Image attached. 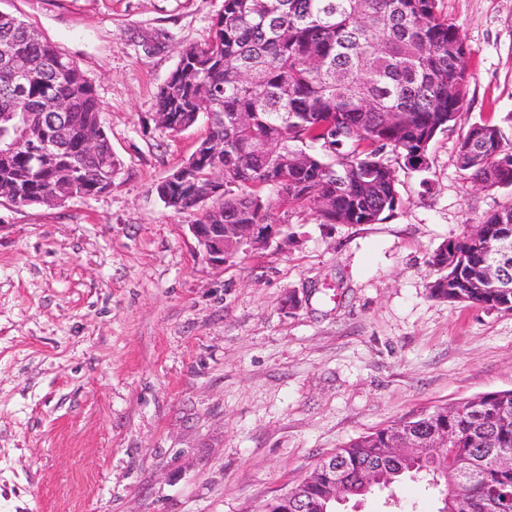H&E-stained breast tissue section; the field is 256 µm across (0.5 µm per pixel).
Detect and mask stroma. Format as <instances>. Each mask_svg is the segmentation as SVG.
<instances>
[{
  "label": "stroma",
  "instance_id": "stroma-1",
  "mask_svg": "<svg viewBox=\"0 0 512 512\" xmlns=\"http://www.w3.org/2000/svg\"><path fill=\"white\" fill-rule=\"evenodd\" d=\"M438 8L467 46L465 121L512 140V0ZM223 9L0 0L78 64L120 162L99 195L0 201V512H261L352 438L512 390V312L426 288L435 249L512 205L465 180L460 127L428 170L394 164L379 223L280 208L278 243L222 266L158 198L208 132L159 129L158 89Z\"/></svg>",
  "mask_w": 512,
  "mask_h": 512
}]
</instances>
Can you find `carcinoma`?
Wrapping results in <instances>:
<instances>
[{"label": "carcinoma", "instance_id": "obj_1", "mask_svg": "<svg viewBox=\"0 0 512 512\" xmlns=\"http://www.w3.org/2000/svg\"><path fill=\"white\" fill-rule=\"evenodd\" d=\"M10 44L35 75L13 89L12 72L0 63V113L63 112L72 141L62 154L35 167L21 127L0 122V183L11 200L39 203L50 194L64 202L101 193L114 172L112 146L100 120L92 84L74 61L25 22L0 20V45ZM469 84L467 48L459 26L438 10V0H224L209 40L180 52L176 69L158 90V113L167 132L205 115L213 120L207 140L188 158L192 187H168L169 207L211 206L198 224H273L274 210L298 203L325 224H376L400 197L389 155L428 156L431 143L462 120ZM250 113L253 122L235 117ZM396 113V119L390 114ZM96 151L80 150L85 134ZM456 163L466 179L486 189L512 185V142L500 128L470 123L462 128ZM224 167V192L211 195L213 170ZM487 232L512 233V206L483 217ZM485 261L469 235L433 251L429 294L450 303H476L512 312V290L484 298L468 294L466 272ZM448 430V447L433 468L416 459L393 463L386 437L393 425L336 449L345 466L351 499L363 465H384L382 485L409 477L440 494L437 512H448L450 487L478 472L459 512H512V472L495 469L485 451L512 453V391H496L437 408L412 421Z\"/></svg>", "mask_w": 512, "mask_h": 512}]
</instances>
